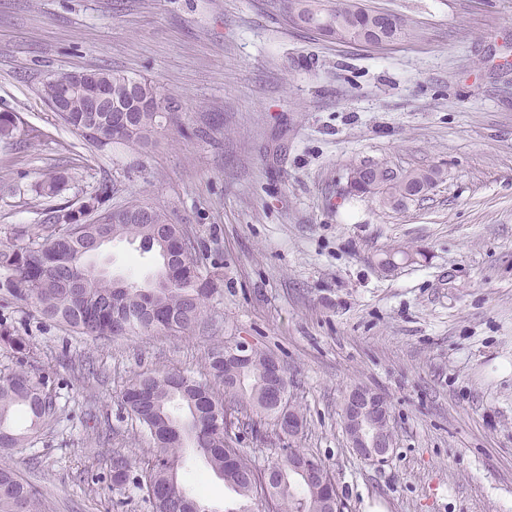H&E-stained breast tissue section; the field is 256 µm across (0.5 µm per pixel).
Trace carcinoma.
I'll return each mask as SVG.
<instances>
[{
    "mask_svg": "<svg viewBox=\"0 0 512 512\" xmlns=\"http://www.w3.org/2000/svg\"><path fill=\"white\" fill-rule=\"evenodd\" d=\"M283 23L292 25L291 10L314 11L320 17L312 32L329 40L369 43L385 38L396 41L411 35L408 21L394 16L396 25L384 22L379 12L370 10L361 0H272ZM102 84L112 88V100L124 106L135 99L144 102L127 113L133 130L117 131L110 112H81L84 98L93 95ZM61 77L49 76L41 83L40 93L47 103L63 95ZM68 111L60 118L75 127L85 141L104 148L111 144L146 143L161 128L162 119L175 110L174 101L162 96L159 88L143 76L130 75L110 67L83 72L81 94L66 103ZM19 131L18 117L0 113V140L13 141ZM436 179L433 170L398 174L385 172L378 180L360 179L358 191L377 195L385 204L396 198L415 201ZM64 177L44 173L35 183L38 196L52 198L63 190ZM112 198V185L104 183L77 206H48L43 221L16 229V240L0 245V302L22 303L35 307L48 321L96 337L125 336L151 331L192 329L200 320L216 284L203 270L196 249L181 252L187 232L173 222L168 211L137 196L129 197L121 208L133 216L148 209L153 223L135 220L112 223V209L104 207ZM109 237L132 239L140 243L164 241L168 257H159L156 276L166 281L161 296L155 295L154 280L128 283L118 288L107 277L85 279L95 263L93 245ZM0 347L11 350L23 360L30 344L15 328L0 323ZM268 354L256 351L253 359L239 368L224 364V349L210 354V375L222 387L224 400L209 385L180 371L143 373L131 380L123 393V404L136 418L153 444L145 462L144 479L133 475L134 464L117 456L121 473L111 475L112 490L123 493L132 485L145 494L152 512H205L200 499L188 492L179 480V468L186 451L203 458L209 470L224 481L241 500L239 506L224 512H250L243 501L255 492L264 494L268 512H327L323 489L317 479H306L293 470V464L307 457L298 448L262 471L254 467L247 454L230 446L228 430L214 428V421L229 410L250 408L258 417L277 419V411L265 402L266 360ZM23 410L30 430L37 431L55 423L61 407L46 377L18 368L0 371V451L21 448L28 434L10 424L14 410ZM274 475L266 486V472ZM0 512H46L45 504L33 487L7 465H0Z\"/></svg>",
    "mask_w": 512,
    "mask_h": 512,
    "instance_id": "carcinoma-1",
    "label": "carcinoma"
}]
</instances>
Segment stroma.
<instances>
[{
  "label": "stroma",
  "instance_id": "35a3bbf8",
  "mask_svg": "<svg viewBox=\"0 0 512 512\" xmlns=\"http://www.w3.org/2000/svg\"><path fill=\"white\" fill-rule=\"evenodd\" d=\"M364 2L411 36L328 40L267 0H0V111L20 119L18 144L0 142V241L39 223V174L64 176L60 204L106 180L113 204L134 194L186 225L218 282L184 333L105 339L0 304L62 408L4 457L48 512H151L108 490L115 454L151 448L123 390L140 373L209 380L211 351L232 342L285 369L297 446L330 469L343 512H512V0ZM101 66L177 101L147 145L94 148L39 94L47 76ZM373 162L439 177L393 207L347 190ZM397 248L415 261L383 271ZM105 254L132 281L158 266L135 241ZM357 387L388 401L384 463L346 435ZM230 434L259 469L287 445L269 423ZM180 480L209 512L234 498L195 456Z\"/></svg>",
  "mask_w": 512,
  "mask_h": 512
}]
</instances>
